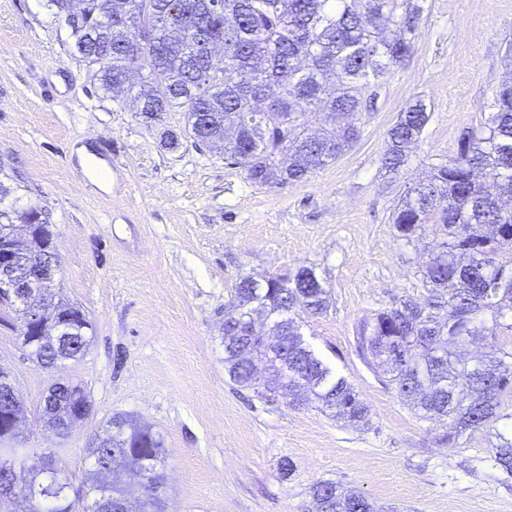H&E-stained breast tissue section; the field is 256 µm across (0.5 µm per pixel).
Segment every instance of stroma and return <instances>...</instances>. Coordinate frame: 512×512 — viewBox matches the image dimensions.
I'll return each instance as SVG.
<instances>
[{
	"instance_id": "1",
	"label": "stroma",
	"mask_w": 512,
	"mask_h": 512,
	"mask_svg": "<svg viewBox=\"0 0 512 512\" xmlns=\"http://www.w3.org/2000/svg\"><path fill=\"white\" fill-rule=\"evenodd\" d=\"M413 55L379 80L360 137L306 181L251 184L244 170L185 132L182 109L147 123L130 98L101 91L70 55L46 0H0V177L19 207L50 218L55 290L94 327L78 361L36 365L19 322L0 306V368L22 399L17 448H58L81 488L88 450L120 412L164 437L166 512H315L311 487L334 481L377 512H512V480L493 468L504 420L448 444L357 350L359 326L399 299L425 302L421 267L439 238L396 236L391 213L461 135L488 116L492 90L512 70V0H426ZM431 112L399 175L382 157L410 101ZM179 143L166 145L165 132ZM112 171L94 187L77 147ZM313 267L330 306L302 317L305 343L369 408L354 427L316 406L295 409L232 383L224 371V307L240 277H285ZM82 383L93 412L66 438L47 437L44 398L59 380ZM293 470L282 474V461Z\"/></svg>"
}]
</instances>
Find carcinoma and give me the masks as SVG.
<instances>
[{"label": "carcinoma", "instance_id": "1", "mask_svg": "<svg viewBox=\"0 0 512 512\" xmlns=\"http://www.w3.org/2000/svg\"><path fill=\"white\" fill-rule=\"evenodd\" d=\"M70 31L71 53L94 70L101 89L122 91L147 121L175 108L186 112L185 131L196 145L230 158L254 185L302 182L350 149L360 137L357 116L367 107L366 88L414 52L424 11L419 0H46ZM152 37L141 42L139 29ZM145 70L140 84L127 73ZM492 112L460 139L455 157L434 167L410 187L393 211L396 236L411 243L431 225L443 235L423 279L432 299H400L375 314L358 332V349L371 369L384 375L422 418L446 425L445 438L492 428L504 418L501 397L512 391V353L498 347V332L512 331V71L495 91ZM321 112L324 125L307 126ZM430 111L418 100L388 131L384 166L397 172L419 140ZM26 221L39 225L35 250L53 247L49 217L31 206ZM233 312L224 318V370L250 388L265 373L263 394L288 406L312 403L334 417L366 425L369 409L354 388L332 371L301 337L296 318L320 315L329 306L322 280L309 266L285 278L256 285L236 283ZM263 311L281 336L273 352L247 323ZM62 342L23 337L38 366L50 369L77 361L90 348L92 325L83 311L60 301ZM490 339L466 365L456 348L471 336ZM43 422L57 438L92 412L90 394L79 382L50 386ZM0 394V443L13 438L11 406ZM116 440L92 453L84 498L98 512L113 489L97 472L122 463L138 477L148 475L157 493L143 512H164L166 476L160 434L117 413ZM491 461L512 479V436L496 434ZM34 448H0V512H72L71 482L49 452L42 472L17 473ZM316 512H376L362 495L333 481L312 485Z\"/></svg>", "mask_w": 512, "mask_h": 512}]
</instances>
